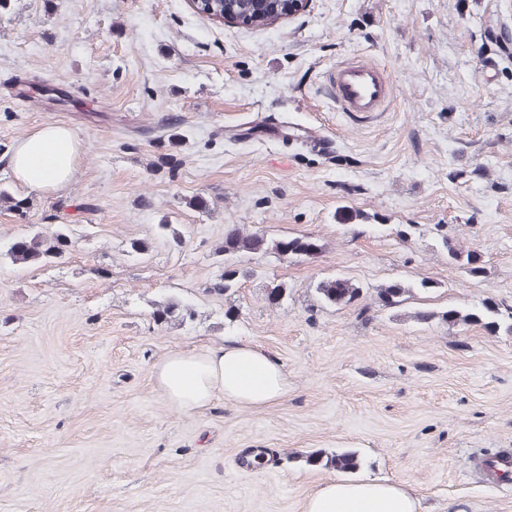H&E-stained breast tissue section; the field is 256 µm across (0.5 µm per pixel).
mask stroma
I'll return each mask as SVG.
<instances>
[{
  "instance_id": "35a3bbf8",
  "label": "stroma",
  "mask_w": 512,
  "mask_h": 512,
  "mask_svg": "<svg viewBox=\"0 0 512 512\" xmlns=\"http://www.w3.org/2000/svg\"><path fill=\"white\" fill-rule=\"evenodd\" d=\"M506 29L505 0H311L255 26L189 0H6L0 187L22 205L0 209V512H302L333 475L306 455L347 449L426 512H512V484L474 473L512 448V335L413 317L488 298L512 309ZM352 54L389 76L386 111L325 94ZM260 121L333 146L257 141L245 130ZM50 122L75 131L79 163L67 187L33 191L8 157ZM40 224L67 225L72 246L11 262ZM231 224L319 249L242 258L255 276L212 295ZM452 247L477 251L483 273L451 264ZM339 275L366 294L321 305L316 283ZM397 280L415 297L382 305L376 288ZM279 282L288 297L269 306ZM171 296L194 318L156 322ZM226 343L270 355L287 395L170 405L157 365Z\"/></svg>"
}]
</instances>
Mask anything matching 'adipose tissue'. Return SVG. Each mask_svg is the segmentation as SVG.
Listing matches in <instances>:
<instances>
[{
    "label": "adipose tissue",
    "mask_w": 512,
    "mask_h": 512,
    "mask_svg": "<svg viewBox=\"0 0 512 512\" xmlns=\"http://www.w3.org/2000/svg\"><path fill=\"white\" fill-rule=\"evenodd\" d=\"M78 154L76 134L65 125L48 123L17 143L9 165L28 189L57 190L74 176ZM156 382L172 405L186 411L206 408L218 397L263 407L288 391L281 365L250 345L173 353L157 366ZM303 512H421V503L411 491L387 479L336 476L306 498Z\"/></svg>",
    "instance_id": "adipose-tissue-1"
}]
</instances>
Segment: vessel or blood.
I'll list each match as a JSON object with an SVG mask.
<instances>
[{
	"label": "vessel or blood",
	"instance_id": "1",
	"mask_svg": "<svg viewBox=\"0 0 512 512\" xmlns=\"http://www.w3.org/2000/svg\"><path fill=\"white\" fill-rule=\"evenodd\" d=\"M328 86L344 112H379L392 98V87L384 71L359 56L342 60L331 68ZM476 470L489 480H499L503 473L512 472V448L479 458Z\"/></svg>",
	"mask_w": 512,
	"mask_h": 512
}]
</instances>
